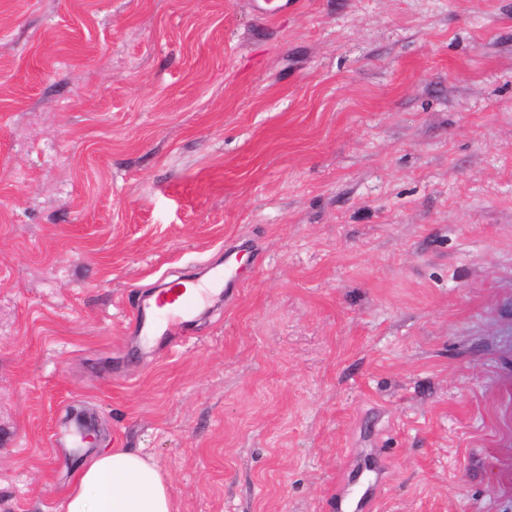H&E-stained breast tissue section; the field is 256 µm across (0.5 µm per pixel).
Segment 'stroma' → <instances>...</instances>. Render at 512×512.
Returning <instances> with one entry per match:
<instances>
[{"instance_id":"35a3bbf8","label":"stroma","mask_w":512,"mask_h":512,"mask_svg":"<svg viewBox=\"0 0 512 512\" xmlns=\"http://www.w3.org/2000/svg\"><path fill=\"white\" fill-rule=\"evenodd\" d=\"M240 246L176 347L132 314ZM512 512V0H0V512ZM62 512H174L166 478L149 456L110 448L84 463ZM386 461L375 459L373 472L375 477L365 482L360 480L362 471L354 466L350 472L336 480V493L328 498L332 512H364L372 511L378 497V490L385 474ZM350 486H357L356 489Z\"/></svg>"}]
</instances>
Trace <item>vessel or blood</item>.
Listing matches in <instances>:
<instances>
[{
	"label": "vessel or blood",
	"mask_w": 512,
	"mask_h": 512,
	"mask_svg": "<svg viewBox=\"0 0 512 512\" xmlns=\"http://www.w3.org/2000/svg\"><path fill=\"white\" fill-rule=\"evenodd\" d=\"M235 279L233 265L228 262L211 267L206 288H198L193 281L164 284L135 319L146 336L158 332L168 345H177L183 340L192 315L204 305L209 291L230 286ZM385 468V462L378 460L373 466L375 476L372 479L362 480V472L357 467L338 478L336 491L328 498L331 512H372Z\"/></svg>",
	"instance_id": "b4317fda"
}]
</instances>
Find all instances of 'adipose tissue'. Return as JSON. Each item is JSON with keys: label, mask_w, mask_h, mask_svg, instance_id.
<instances>
[{"label": "adipose tissue", "mask_w": 512, "mask_h": 512, "mask_svg": "<svg viewBox=\"0 0 512 512\" xmlns=\"http://www.w3.org/2000/svg\"><path fill=\"white\" fill-rule=\"evenodd\" d=\"M62 512H174L166 478L149 456L111 448L84 463Z\"/></svg>", "instance_id": "obj_1"}]
</instances>
